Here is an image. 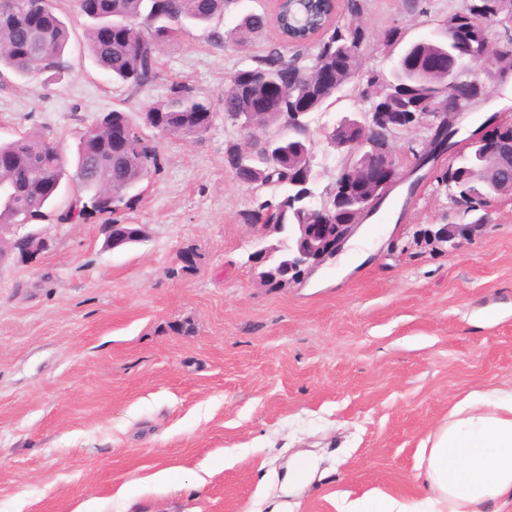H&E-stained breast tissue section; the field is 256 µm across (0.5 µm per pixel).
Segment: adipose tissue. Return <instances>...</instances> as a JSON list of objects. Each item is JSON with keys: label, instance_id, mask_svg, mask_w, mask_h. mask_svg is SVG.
Returning a JSON list of instances; mask_svg holds the SVG:
<instances>
[{"label": "adipose tissue", "instance_id": "obj_1", "mask_svg": "<svg viewBox=\"0 0 512 512\" xmlns=\"http://www.w3.org/2000/svg\"><path fill=\"white\" fill-rule=\"evenodd\" d=\"M424 502L384 492L346 512H488L512 502V388L473 391L456 402L423 446Z\"/></svg>", "mask_w": 512, "mask_h": 512}]
</instances>
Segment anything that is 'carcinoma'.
<instances>
[{"mask_svg":"<svg viewBox=\"0 0 512 512\" xmlns=\"http://www.w3.org/2000/svg\"><path fill=\"white\" fill-rule=\"evenodd\" d=\"M39 0H0V68L27 77L63 75L69 68L65 52L69 26L56 5L36 8ZM230 0H79L81 15L87 20V48L95 65L113 81L135 94L157 82L160 77V49L187 31V25L211 24L224 16ZM118 23L127 35L110 41L100 35L104 23ZM270 25L269 15L250 13L240 24V34L256 33ZM444 37L427 43L404 44L405 33L398 26L382 32V45H405L414 60L413 71H378L360 74V47L366 41L365 29L358 23H333L314 43L302 33L282 26V42L253 57L252 65L240 69L234 78L212 98L185 83H173L168 95L142 109L143 124L161 127L167 136L199 139L210 129L214 103H219L224 119L237 122L251 111L253 103L265 97L271 82L289 67L299 74L275 105L259 117V126H282L281 152L269 161L267 146L259 138L247 143L246 167L237 172L238 180L255 188H272L280 194L257 202L242 214L246 224H307L320 221L319 215L302 210V194L312 190L315 179L304 182L312 153L309 125L297 118L299 102L306 101L310 112H324L337 97L320 91L315 84L319 68L344 51L347 67L338 77V91L352 82L366 79L362 96L378 112H433L446 97L443 77L435 71L442 63L458 65L454 53L455 36H466L473 44L471 64L480 65L492 57L499 71L512 69V0H469L461 12L443 20ZM132 128L127 143L112 146V124ZM484 163V148L477 144L448 164L441 177L447 191L469 197L474 221L483 220L482 212L490 200L504 198L512 188V159L504 157L500 165L481 182L467 178V170ZM160 169V146L155 137L144 135L129 113L114 109L96 121L76 146L72 165H67L57 141L48 134L23 133L0 142V225L38 224L55 216L59 223L83 222L112 215L128 205V193ZM71 189L61 210H56L57 189Z\"/></svg>","mask_w":512,"mask_h":512,"instance_id":"carcinoma-1","label":"carcinoma"}]
</instances>
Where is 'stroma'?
<instances>
[{"label":"stroma","instance_id":"1","mask_svg":"<svg viewBox=\"0 0 512 512\" xmlns=\"http://www.w3.org/2000/svg\"><path fill=\"white\" fill-rule=\"evenodd\" d=\"M467 0H365L363 70L389 73V25L407 40L436 29ZM70 27L63 78L9 76L0 85V141L46 132L73 159L101 113L139 118L184 81L217 94L277 39L215 43L193 26L165 44L159 80L138 97L91 61L76 0H57ZM469 76L486 89L461 136L497 111L512 118V78L491 64ZM344 89L315 114L316 188L336 178L323 131L368 111ZM237 126L216 113L199 140H163L161 170L115 218L144 240L105 249L100 221L36 230L51 242L37 264L0 262V512H344L365 494L422 498V442L455 400L512 385V199L452 252L429 225L450 209L439 156L400 184L341 254L306 284L265 288L241 215L271 189L239 182L225 161ZM197 249L195 271L179 256ZM188 320L190 334L171 330ZM314 466L289 486L288 466ZM170 471L168 481L152 476Z\"/></svg>","mask_w":512,"mask_h":512}]
</instances>
